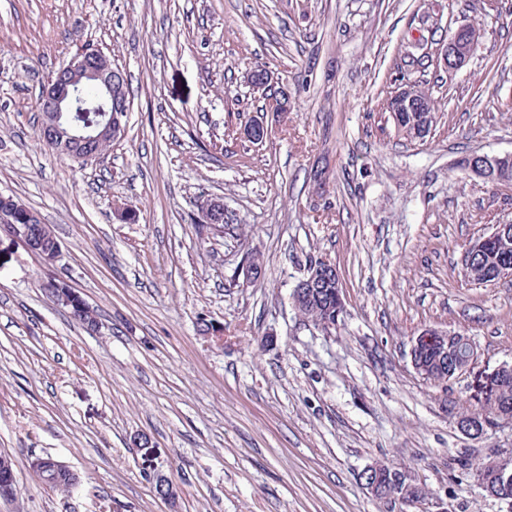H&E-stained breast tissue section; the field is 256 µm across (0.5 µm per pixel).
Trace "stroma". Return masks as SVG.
I'll return each mask as SVG.
<instances>
[{
    "label": "stroma",
    "instance_id": "1",
    "mask_svg": "<svg viewBox=\"0 0 512 512\" xmlns=\"http://www.w3.org/2000/svg\"><path fill=\"white\" fill-rule=\"evenodd\" d=\"M464 24L480 37L462 69L414 63L420 33L443 44ZM85 45L126 72L133 107L124 138L81 164L39 143L38 98ZM254 64L288 112L244 84ZM403 77L434 103L425 138L382 108ZM256 117L270 134L252 144ZM510 152L512 0H0V193L62 248L48 266L0 231V454L18 489L0 512H512L475 477L512 452V427L473 439L451 416L512 363V276L461 273L469 242L512 221V186L457 162ZM203 195L236 213L233 232L196 224ZM319 258L345 302L327 329L291 301ZM50 276L82 292L100 335L45 295ZM426 328L478 352L444 388L410 363ZM46 453L77 490L38 485L30 460ZM376 462L406 467L424 500L364 489Z\"/></svg>",
    "mask_w": 512,
    "mask_h": 512
}]
</instances>
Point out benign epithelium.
Wrapping results in <instances>:
<instances>
[{"label":"benign epithelium","instance_id":"obj_1","mask_svg":"<svg viewBox=\"0 0 512 512\" xmlns=\"http://www.w3.org/2000/svg\"><path fill=\"white\" fill-rule=\"evenodd\" d=\"M478 47L476 33L469 27L459 26L448 39L446 45L436 52L440 62L450 71L462 68L471 58ZM94 86L99 90V96L90 101L85 96V88ZM391 99L395 100V112H424L419 126L413 133L424 136L429 129V116L431 105L421 98L413 84L402 82L393 92ZM43 112L41 130L51 134L53 150L67 155L75 160L88 162L101 157L104 148L110 142L119 139L125 132L123 117L130 110L123 96L121 78L112 59L105 53L91 48L78 50L69 61L57 70L55 78L43 88L39 101ZM244 136L253 142H261L268 136L269 130L265 123L253 119L244 125ZM501 159L499 155L472 154L463 162V170L492 185L497 182L496 162ZM23 207L14 201L13 197L0 195V216L7 220V224L0 228L6 230L12 237L18 239L28 251L39 257L45 264H54L61 256V244L52 234H43L38 239H32L28 224L33 222L32 216H27V223L15 224L13 220L22 215ZM199 215L197 223H222L220 216L228 212L223 198L207 196L199 201ZM330 267L329 263L313 268L310 276L300 280L293 289L292 302L295 309L307 307L311 299L312 289L320 284L324 277L323 270ZM45 286L54 289V302L66 307L70 298L80 299L77 292L69 290L65 293L61 289L68 284H60L53 279L45 282ZM455 336L460 339L461 345L467 349L465 364L459 370L464 373L469 370L477 358V352L471 339L460 336L458 333L448 332L436 328L423 330L411 341L410 359L415 372L424 380L432 383H445L448 376L436 377L423 371L415 361V352L423 344L436 342L444 345L448 338ZM457 428L466 435L478 438L483 435L487 425L483 420L473 416H459L456 419ZM496 482L495 488L490 490L493 497L512 503V453L505 452L493 456L485 464ZM32 468L39 473L44 471L52 474L70 472L73 475L71 486L76 488L80 484V477L67 463L55 458L36 456L32 460ZM390 475L391 483L396 485L397 492L389 498L403 499L409 491L406 475L390 467L386 463H374L366 467L362 475L371 476L363 485L373 495L380 496L378 480L381 475ZM17 495V487L9 457L0 456V499L9 501Z\"/></svg>","mask_w":512,"mask_h":512}]
</instances>
